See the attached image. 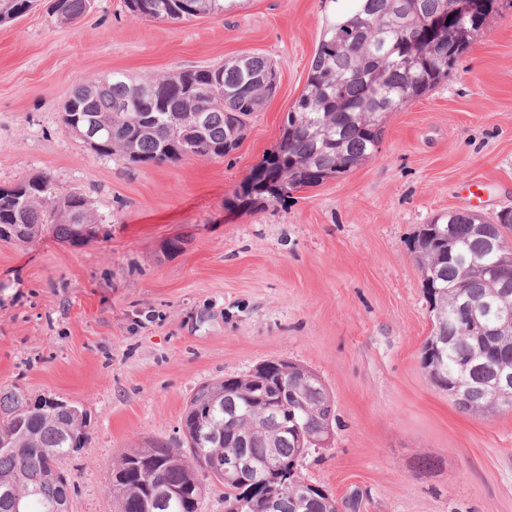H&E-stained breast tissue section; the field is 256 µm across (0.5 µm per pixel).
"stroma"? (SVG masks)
Listing matches in <instances>:
<instances>
[{"mask_svg":"<svg viewBox=\"0 0 512 512\" xmlns=\"http://www.w3.org/2000/svg\"><path fill=\"white\" fill-rule=\"evenodd\" d=\"M54 0L0 25V186L36 175L82 189L104 235L0 241V391L61 396L90 419L64 463L69 512H117L112 460L178 440L201 384L269 360L317 372L336 415L303 475L358 512H512V410L478 418L420 363L429 305L411 243L451 210L512 209V7L493 13L447 80L384 119L376 155L262 208L233 207L305 88L331 0H229L224 14L151 22ZM261 55L276 96L222 159L132 166L61 121L76 84ZM478 202H470L469 191ZM183 242L170 253L166 244ZM91 0H57L53 11L61 22L72 21L84 14L91 6Z\"/></svg>","mask_w":512,"mask_h":512,"instance_id":"35a3bbf8","label":"stroma"}]
</instances>
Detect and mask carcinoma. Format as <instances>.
<instances>
[{"instance_id":"carcinoma-1","label":"carcinoma","mask_w":512,"mask_h":512,"mask_svg":"<svg viewBox=\"0 0 512 512\" xmlns=\"http://www.w3.org/2000/svg\"><path fill=\"white\" fill-rule=\"evenodd\" d=\"M337 4L317 44L305 90L282 121L276 147L251 172L239 194L245 206L284 201L294 192L341 177L372 158L383 136V118L435 87L455 68L484 29L498 0H470L472 9L452 12V0H331ZM36 0H0V23L28 14ZM128 11L162 22L221 14L224 0H125ZM91 0H57L62 22L84 14ZM451 31L454 45L440 38ZM274 64L252 55L217 67L138 79L121 72L94 90L82 82L62 113L95 133L99 156L122 155L129 163H178L187 157L222 159L236 150L248 117L277 93ZM197 112L207 121L184 138ZM21 192L0 190V240L29 243L49 232L73 247L103 230L79 188L63 189L39 176L18 183ZM475 213L450 211L424 224L413 249L427 302L441 315L422 347L430 382L464 412L485 417L497 411L493 383L512 372V332L472 334L474 315L496 325L500 284L512 291V263L499 262ZM286 364L258 365L244 376L200 386L186 403L182 443L148 438L112 463L108 489L119 512H199L205 470L224 485L225 512H357L352 495L338 500L319 484L299 490L280 487L274 501L224 472V459L246 454L259 464L271 459L300 466L309 441L336 422L324 383L293 384L288 376V411L274 400ZM295 416L298 430L285 428ZM87 414L56 395L28 397L0 392V512H68L70 481L63 460L88 443Z\"/></svg>"}]
</instances>
